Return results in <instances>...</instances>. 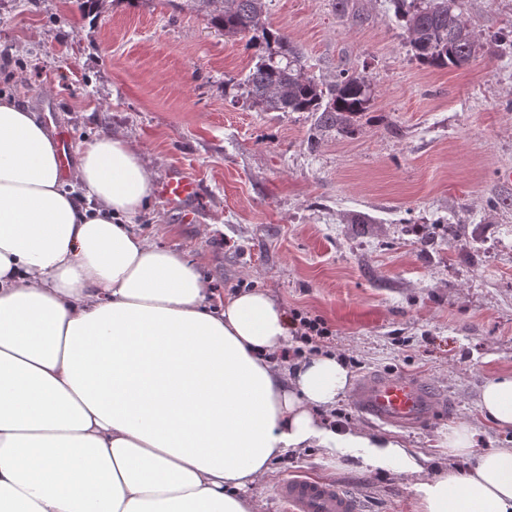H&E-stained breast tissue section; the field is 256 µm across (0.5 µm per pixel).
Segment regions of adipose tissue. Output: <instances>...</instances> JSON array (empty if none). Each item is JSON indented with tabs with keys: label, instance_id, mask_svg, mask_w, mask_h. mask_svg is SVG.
<instances>
[{
	"label": "adipose tissue",
	"instance_id": "adipose-tissue-1",
	"mask_svg": "<svg viewBox=\"0 0 512 512\" xmlns=\"http://www.w3.org/2000/svg\"><path fill=\"white\" fill-rule=\"evenodd\" d=\"M66 188L38 113L0 97V512H256L248 489L284 452L360 448L397 468L407 448L320 413L348 388L332 355L276 370L288 318L262 290L221 296L199 266L134 230L153 179L131 142L81 149ZM483 414L512 428V375ZM420 483L419 512H512V448Z\"/></svg>",
	"mask_w": 512,
	"mask_h": 512
}]
</instances>
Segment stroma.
Returning a JSON list of instances; mask_svg holds the SVG:
<instances>
[{
  "instance_id": "obj_1",
  "label": "stroma",
  "mask_w": 512,
  "mask_h": 512,
  "mask_svg": "<svg viewBox=\"0 0 512 512\" xmlns=\"http://www.w3.org/2000/svg\"><path fill=\"white\" fill-rule=\"evenodd\" d=\"M265 2L309 76L365 78L369 104L349 131L252 106L248 39L167 0H110L99 15L80 0H0V92L51 114L73 148L112 132L154 181L196 177L200 222L156 193L137 222L211 288L251 283L322 316L353 379L392 372L445 393L422 429L370 424L348 398L324 414L400 440L421 473L288 451L251 491L259 512H284L277 489L296 476L345 486L362 512H417L416 485L447 465L454 426L475 430L476 451L512 447V428L479 408L484 382L512 374V0H463L484 48L445 69L413 56L390 0Z\"/></svg>"
}]
</instances>
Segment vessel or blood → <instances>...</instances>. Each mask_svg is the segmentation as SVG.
<instances>
[{
    "label": "vessel or blood",
    "instance_id": "vessel-or-blood-1",
    "mask_svg": "<svg viewBox=\"0 0 512 512\" xmlns=\"http://www.w3.org/2000/svg\"><path fill=\"white\" fill-rule=\"evenodd\" d=\"M158 192L174 203H193L199 198L197 182L184 174L162 180ZM353 402L365 418L411 428L428 425L443 406L440 393L432 385L395 374L361 379L354 389ZM278 495L287 512H361L359 500L333 482L290 478L281 483Z\"/></svg>",
    "mask_w": 512,
    "mask_h": 512
}]
</instances>
